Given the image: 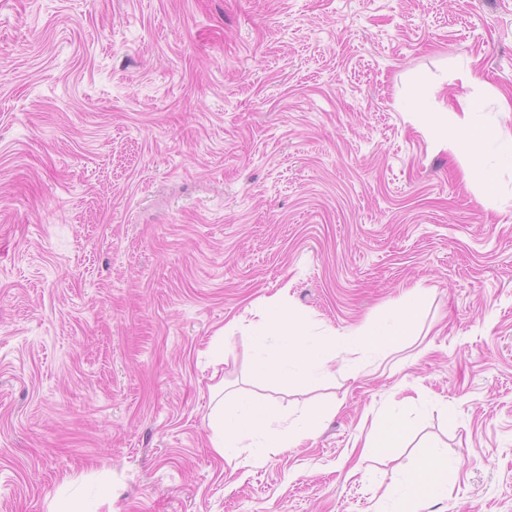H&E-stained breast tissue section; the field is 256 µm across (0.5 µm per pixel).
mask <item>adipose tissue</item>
I'll return each mask as SVG.
<instances>
[{
	"mask_svg": "<svg viewBox=\"0 0 512 512\" xmlns=\"http://www.w3.org/2000/svg\"><path fill=\"white\" fill-rule=\"evenodd\" d=\"M415 318V308L406 307L391 325L364 332L354 347L333 336L314 342L302 320L284 308L280 297L272 296L265 299L260 309L261 332L256 337V345L264 347L267 338L274 336L283 341L284 347L279 356L260 357L257 370L271 376L295 372L303 383L310 385L321 378V360L352 353L357 347L379 353L390 349L413 335ZM335 412V407L327 406L316 409L307 418L293 420L247 397L240 398L230 408L219 397L210 414L211 445L228 462L239 459L250 448H292L314 435L322 422ZM458 466V460L447 452L432 451L419 473L396 485L392 494L396 503L393 512H422L426 503L443 499Z\"/></svg>",
	"mask_w": 512,
	"mask_h": 512,
	"instance_id": "obj_1",
	"label": "adipose tissue"
}]
</instances>
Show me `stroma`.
<instances>
[{
	"instance_id": "obj_1",
	"label": "stroma",
	"mask_w": 512,
	"mask_h": 512,
	"mask_svg": "<svg viewBox=\"0 0 512 512\" xmlns=\"http://www.w3.org/2000/svg\"><path fill=\"white\" fill-rule=\"evenodd\" d=\"M509 153L512 0H0V512H387L432 446L424 512H512ZM417 288L387 352L256 373L263 299L352 338ZM218 376L336 414L230 464ZM490 135L491 133L488 129L468 123L462 130H458L449 135V138L453 144L463 146L471 154H477ZM397 404L379 420L362 448H392L404 433V422ZM458 466L459 461L447 452L432 451L419 473L396 485L392 497L397 507L390 512H420L426 503L443 499L448 483L455 479Z\"/></svg>"
}]
</instances>
